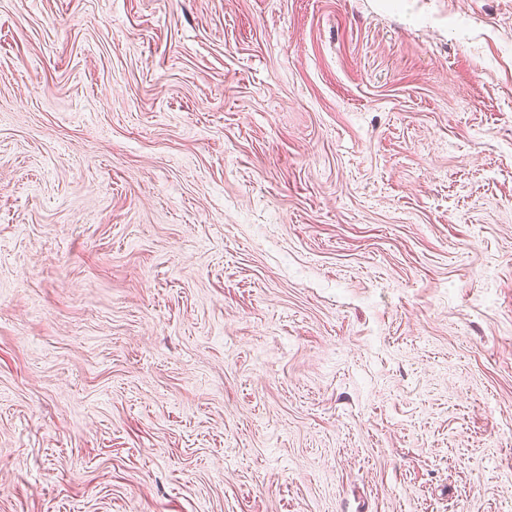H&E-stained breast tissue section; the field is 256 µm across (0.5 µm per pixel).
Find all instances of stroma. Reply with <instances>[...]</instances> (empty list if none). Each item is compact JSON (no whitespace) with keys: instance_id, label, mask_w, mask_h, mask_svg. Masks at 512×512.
<instances>
[{"instance_id":"35a3bbf8","label":"stroma","mask_w":512,"mask_h":512,"mask_svg":"<svg viewBox=\"0 0 512 512\" xmlns=\"http://www.w3.org/2000/svg\"><path fill=\"white\" fill-rule=\"evenodd\" d=\"M0 512H512V0H0Z\"/></svg>"}]
</instances>
